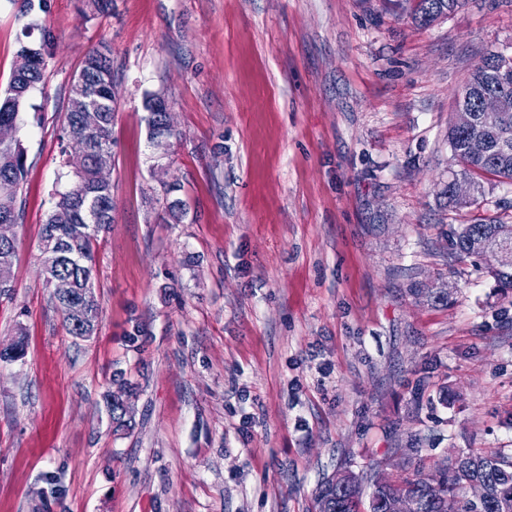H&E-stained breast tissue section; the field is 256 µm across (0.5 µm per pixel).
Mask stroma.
<instances>
[{
  "label": "stroma",
  "instance_id": "1",
  "mask_svg": "<svg viewBox=\"0 0 512 512\" xmlns=\"http://www.w3.org/2000/svg\"><path fill=\"white\" fill-rule=\"evenodd\" d=\"M51 0L57 38L19 114L26 154L0 297V512H311L351 462L402 472L448 449L512 450V301L447 231L512 213L482 176L455 210L448 125L480 56L512 44V0L429 26L408 0ZM31 17L0 0V98ZM119 89L114 222L97 245L98 333L69 336L39 239L61 171L69 79L99 42ZM178 132L152 176L146 93ZM189 213L173 223L162 182ZM439 288L449 303L435 302ZM141 323L130 348L124 333ZM135 387L112 433L113 370Z\"/></svg>",
  "mask_w": 512,
  "mask_h": 512
}]
</instances>
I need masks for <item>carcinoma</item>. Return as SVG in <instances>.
<instances>
[{
    "instance_id": "cac0c4a2",
    "label": "carcinoma",
    "mask_w": 512,
    "mask_h": 512,
    "mask_svg": "<svg viewBox=\"0 0 512 512\" xmlns=\"http://www.w3.org/2000/svg\"><path fill=\"white\" fill-rule=\"evenodd\" d=\"M465 2L412 0V18L422 25H431L456 12ZM55 45L56 36L44 26L40 28L36 46L21 47V52L35 58V65L24 73L13 71L6 96L0 100V121L18 122L20 108L42 80L46 60L53 55ZM79 71L84 80L69 88L62 130L66 138L82 139L85 152L63 159L69 180L63 190L54 193L42 225L40 257L46 287H51L58 275L73 279L84 318L76 316V311L69 310L67 305L61 304L59 308L69 335L89 340L97 333L100 312V303L91 291L96 273L95 250L100 234L113 222L114 210L112 188L96 181L93 168L95 152L110 150L114 145L112 127L117 114L118 85L109 44L101 41L90 49ZM89 89L95 92L99 112L82 111L88 102L86 92ZM490 94L504 97L508 103L506 110L483 111V99ZM165 104L167 100L160 93H149L144 98L146 115L143 120L148 130V143L155 151L161 141L176 136L175 132L162 129L160 109ZM457 110L471 113L472 123L465 128L450 123L448 147L452 160L460 167L461 177L472 183L474 195L469 200H461L448 185L440 195L447 206L461 210L479 204L484 197V186L478 177L491 174L512 182V138L504 139L505 133H512V53L498 50L483 53L461 89ZM474 137L487 143L486 154L478 156L469 152L468 143ZM24 176L22 144L17 142L9 148H0V218L17 220V200ZM161 189L165 209L174 223H182L188 207L175 196L180 185L169 183ZM484 244H494L504 253L502 263L488 269V274L506 296L512 291V224L503 219L448 225V265L473 261ZM15 257L16 246H0V293L10 287ZM110 385L111 391L103 395V401L113 432L117 434L132 427V415L126 411L121 394L132 391L133 387L121 372L112 375ZM364 470L367 475L360 483L340 485L322 477L315 495V512H394L392 502L398 496L415 499L417 512H512V452L450 451L434 470L426 471L419 464L397 481L382 473L378 463L369 462ZM477 482L485 484L488 490L487 497L481 501L471 494V486Z\"/></svg>"
}]
</instances>
